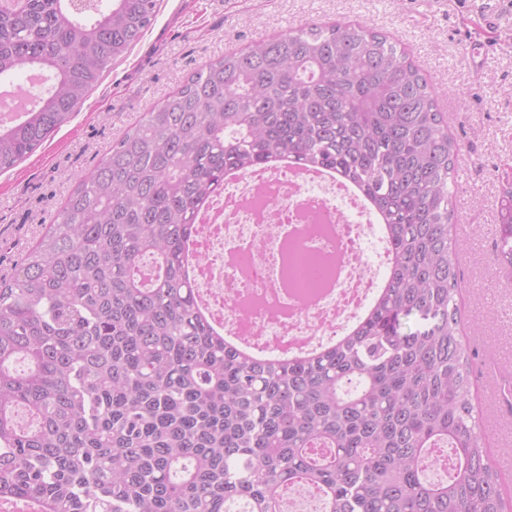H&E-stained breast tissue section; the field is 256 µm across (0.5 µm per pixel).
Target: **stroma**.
Masks as SVG:
<instances>
[{"instance_id": "35a3bbf8", "label": "stroma", "mask_w": 512, "mask_h": 512, "mask_svg": "<svg viewBox=\"0 0 512 512\" xmlns=\"http://www.w3.org/2000/svg\"><path fill=\"white\" fill-rule=\"evenodd\" d=\"M363 23L398 40L437 92L458 149L454 188L462 327L498 360L472 370L493 457L512 453V281L489 266L512 180V0H158L154 23L115 59L70 121L0 174V277L45 233L76 182L150 108L210 60L310 24Z\"/></svg>"}]
</instances>
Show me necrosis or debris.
<instances>
[{
    "label": "necrosis or debris",
    "instance_id": "obj_1",
    "mask_svg": "<svg viewBox=\"0 0 512 512\" xmlns=\"http://www.w3.org/2000/svg\"><path fill=\"white\" fill-rule=\"evenodd\" d=\"M306 216L315 224L334 225L335 237L323 239V246L331 250L343 244L351 256L339 270H315L318 298L303 307V291L282 285L281 252L285 227ZM201 223L198 282L231 332L247 330L258 343L288 340L309 346L317 335H336L345 317L358 310L370 278L362 260L366 219L350 212L322 181H285L274 172L259 180L242 177L225 184L206 205ZM230 251L237 254L232 264L222 259Z\"/></svg>",
    "mask_w": 512,
    "mask_h": 512
}]
</instances>
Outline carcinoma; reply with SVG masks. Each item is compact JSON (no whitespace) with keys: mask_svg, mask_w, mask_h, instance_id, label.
I'll use <instances>...</instances> for the list:
<instances>
[{"mask_svg":"<svg viewBox=\"0 0 512 512\" xmlns=\"http://www.w3.org/2000/svg\"><path fill=\"white\" fill-rule=\"evenodd\" d=\"M102 2L0 0V83L52 81L0 126V172L156 17ZM448 123L405 49L349 22L226 53L145 113L0 279V512H279L296 487L323 512H512L460 336ZM281 158L359 186L392 254L356 324L286 362L214 334L185 273L226 173ZM490 263L512 277V183Z\"/></svg>","mask_w":512,"mask_h":512,"instance_id":"carcinoma-1","label":"carcinoma"}]
</instances>
